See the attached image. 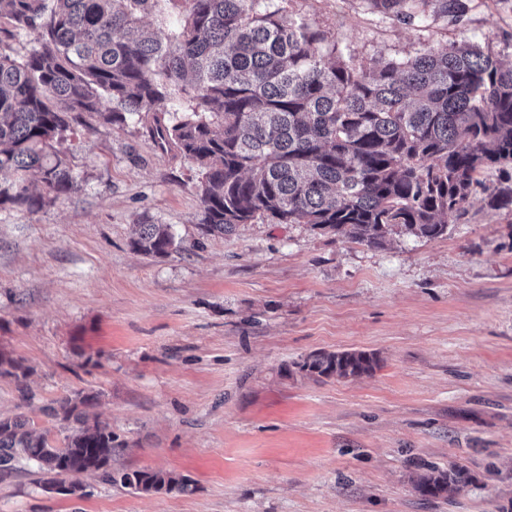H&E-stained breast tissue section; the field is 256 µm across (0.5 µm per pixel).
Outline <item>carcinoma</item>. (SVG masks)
I'll return each instance as SVG.
<instances>
[{"label":"carcinoma","instance_id":"obj_1","mask_svg":"<svg viewBox=\"0 0 512 512\" xmlns=\"http://www.w3.org/2000/svg\"><path fill=\"white\" fill-rule=\"evenodd\" d=\"M166 0H0V21L34 35L18 57L0 45V207L29 212L82 184L58 150L73 113L103 123L137 118L164 153L193 161L201 178L200 224L222 235L265 218L382 248L390 235L436 238L467 211L482 175L505 178L489 194L512 210V65L470 41L433 46L404 60L345 59L307 21L273 0H183L185 13L157 29L143 18ZM411 17L412 0H372ZM135 251L176 248L166 224H141ZM365 352H315L297 363L324 378H358ZM30 368L0 353V376L18 383ZM95 394L47 407L79 423L62 445L22 415L0 417V474L28 466L43 491L64 496L69 473L94 472L139 493H187L192 480L163 470L112 471L123 450L109 425L88 423ZM464 469L429 467L425 497L465 488Z\"/></svg>","mask_w":512,"mask_h":512}]
</instances>
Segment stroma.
I'll list each match as a JSON object with an SVG mask.
<instances>
[{
	"mask_svg": "<svg viewBox=\"0 0 512 512\" xmlns=\"http://www.w3.org/2000/svg\"><path fill=\"white\" fill-rule=\"evenodd\" d=\"M355 61L401 60L469 40L512 64V0H435L409 22L368 0H275ZM61 151L82 184L28 212L0 207V352L29 367L23 402L0 377V415L61 443L52 401L97 393L90 418L125 448L116 470L188 476L143 494L84 473L83 497L44 492L32 468L0 475V512H512V212L486 172L433 238L370 248L307 224L257 220L203 235L199 172L136 122L72 124ZM170 225L165 257L136 253L143 221ZM374 354L356 379L305 375L318 351ZM471 477L422 499L424 467Z\"/></svg>",
	"mask_w": 512,
	"mask_h": 512,
	"instance_id": "obj_1",
	"label": "stroma"
}]
</instances>
